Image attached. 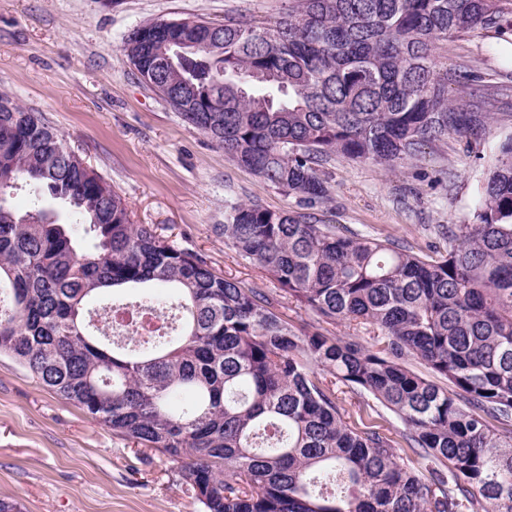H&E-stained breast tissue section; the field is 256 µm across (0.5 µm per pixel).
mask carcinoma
Masks as SVG:
<instances>
[{"mask_svg":"<svg viewBox=\"0 0 512 512\" xmlns=\"http://www.w3.org/2000/svg\"><path fill=\"white\" fill-rule=\"evenodd\" d=\"M198 28L208 46L176 66L152 52ZM477 29L512 34V0H289L266 22L147 23L124 50L185 123L314 209L331 200L319 167L332 156L392 171L490 119L448 97L436 64ZM223 229L286 295L374 336L297 334L268 296L133 223L61 133L0 93L1 354L179 463L205 512H512V137L474 222L446 230L436 257L256 203L230 207ZM106 292L168 301L179 328L115 338L91 320ZM339 383L402 421L426 473L383 428L349 422Z\"/></svg>","mask_w":512,"mask_h":512,"instance_id":"1","label":"carcinoma"}]
</instances>
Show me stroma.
<instances>
[{
  "mask_svg": "<svg viewBox=\"0 0 512 512\" xmlns=\"http://www.w3.org/2000/svg\"><path fill=\"white\" fill-rule=\"evenodd\" d=\"M287 8L288 0H0V92L42 112L125 200L133 223L151 225L217 273L259 289L297 330L366 339L364 326L328 321L288 298L225 242L219 225L231 205L305 206L183 122L122 49L129 32L152 21L220 23L228 14L266 21ZM438 65L477 74L476 104L495 112V121L424 146L392 174L333 157L322 167L333 197L315 211L322 223L418 255L446 250L438 225L472 223L488 166L512 136V40L476 30L443 45ZM179 469L0 354V498L17 501L22 512H203Z\"/></svg>",
  "mask_w": 512,
  "mask_h": 512,
  "instance_id": "stroma-1",
  "label": "stroma"
}]
</instances>
